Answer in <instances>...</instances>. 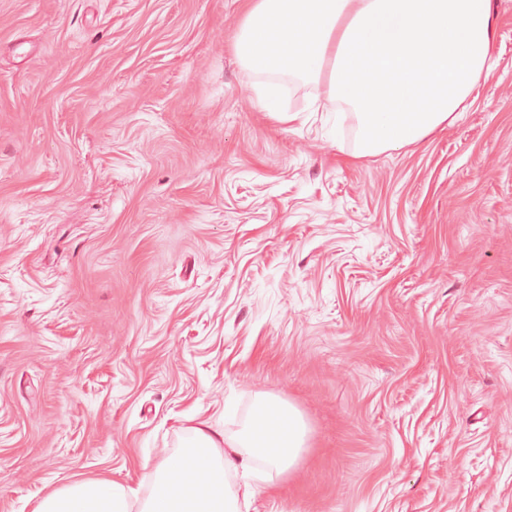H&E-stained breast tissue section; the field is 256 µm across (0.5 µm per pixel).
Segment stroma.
Wrapping results in <instances>:
<instances>
[{
    "instance_id": "35a3bbf8",
    "label": "stroma",
    "mask_w": 512,
    "mask_h": 512,
    "mask_svg": "<svg viewBox=\"0 0 512 512\" xmlns=\"http://www.w3.org/2000/svg\"><path fill=\"white\" fill-rule=\"evenodd\" d=\"M453 124L354 159L326 86L245 69L242 0H0V512L153 491L279 397L247 512H512V0ZM274 86L295 120L264 112ZM138 489L97 478L67 486L47 496L36 512H130Z\"/></svg>"
}]
</instances>
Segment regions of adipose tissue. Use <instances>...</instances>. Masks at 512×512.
Wrapping results in <instances>:
<instances>
[{"label":"adipose tissue","instance_id":"obj_1","mask_svg":"<svg viewBox=\"0 0 512 512\" xmlns=\"http://www.w3.org/2000/svg\"><path fill=\"white\" fill-rule=\"evenodd\" d=\"M499 19L491 0H247L233 51L247 70L326 81L361 130L359 156L417 144L454 114L493 70ZM307 425L290 403L261 398L221 455L207 424L192 427L181 455L160 467L141 512H240L254 494L285 481L306 446ZM240 474V492L227 471ZM138 491L105 478L47 496L36 512H130Z\"/></svg>","mask_w":512,"mask_h":512}]
</instances>
